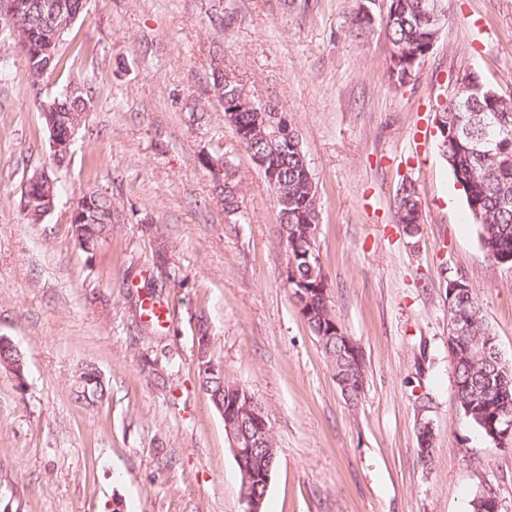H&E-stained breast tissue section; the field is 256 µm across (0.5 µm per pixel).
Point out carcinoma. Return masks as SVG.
Here are the masks:
<instances>
[{"label":"carcinoma","mask_w":512,"mask_h":512,"mask_svg":"<svg viewBox=\"0 0 512 512\" xmlns=\"http://www.w3.org/2000/svg\"><path fill=\"white\" fill-rule=\"evenodd\" d=\"M18 7L17 24L23 29L26 38L16 39L11 26L0 25V35L18 44L26 62L29 75L34 80L42 76L43 61L47 57L45 49L54 55L52 68L63 65L59 55L60 43L53 39L52 30L43 25V19L33 7L31 0H15ZM445 8L447 0H391L386 22V32L392 48L407 57L420 56L426 59L425 50L431 44L435 31L428 24L427 12L434 4ZM220 89L218 101L224 105V112H234L235 132L249 127L254 122V114L260 103L253 100L236 80L222 85L213 83ZM96 89L89 85L74 97H66V92L39 102L40 112L59 104L65 120L58 127V134L66 137L74 128L85 121L86 112L93 105ZM442 117L448 119V137H439L442 155L448 160L455 183L465 194L472 223L479 226L480 242L487 254L496 262L512 269V202L504 203V198H512V162L500 165L471 151L473 144L491 140L499 153L512 159V96L498 92L484 85V94L470 103L469 108L459 111L451 101L437 106ZM240 144L251 155L263 154L270 157L269 166L278 170L276 193L288 197V205L280 207V224L287 234V253L294 252L293 241L305 237L316 239L319 219L317 191L309 186L312 173L305 161L299 134L280 140L276 152L268 149V144L260 137ZM25 193L32 208L23 212L33 223L42 220L40 199L50 194H59L58 178L42 186L30 184ZM415 192L402 195L398 203L397 220L407 223L411 211L416 207ZM75 206L86 216L82 224L84 244L82 251L94 253L112 236L115 202L112 195L96 189L83 194ZM297 276L308 284L326 283L322 266L315 261L299 260L296 264ZM331 310L321 299H312L309 304L308 325L320 342L333 370L354 377L355 371L348 363L343 351V341L336 336L321 335L322 326L329 323ZM463 316L472 322V330L456 348L457 356V395L465 417L477 426L487 437L495 438V433L504 428L506 415H512V371L502 375L495 368L497 343H487L491 329L483 318L480 305L471 289H459L449 303L448 316L454 319ZM25 363L15 347L0 343V368L19 375L16 365ZM199 386L209 396L211 402H225L234 396L236 383L220 374L198 372ZM108 385L101 373L87 365L75 380L76 400L86 406L104 399Z\"/></svg>","instance_id":"cac0c4a2"}]
</instances>
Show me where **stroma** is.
<instances>
[{
  "mask_svg": "<svg viewBox=\"0 0 512 512\" xmlns=\"http://www.w3.org/2000/svg\"><path fill=\"white\" fill-rule=\"evenodd\" d=\"M389 5L87 0L60 48L65 68L37 83L0 40V336L26 359L24 383L0 369V512H244L224 421L198 383L202 324L209 356L273 427L262 512H471L488 487L512 512V438L491 440L463 414L446 290L465 277L512 365V269L469 223L430 117L466 67L512 92V0H447L432 51L400 89L386 76ZM218 59L300 135L332 312L363 358L357 405L282 275L279 205L213 96ZM83 83L96 98L56 170L61 194L31 223L22 189L51 167L37 103ZM209 157L223 159L240 211L225 212ZM406 185L417 224L394 218ZM94 187L119 220L90 257L69 218ZM151 294L170 311L159 329L139 317ZM88 364L110 387L93 407L72 395Z\"/></svg>",
  "mask_w": 512,
  "mask_h": 512,
  "instance_id": "obj_1",
  "label": "stroma"
}]
</instances>
